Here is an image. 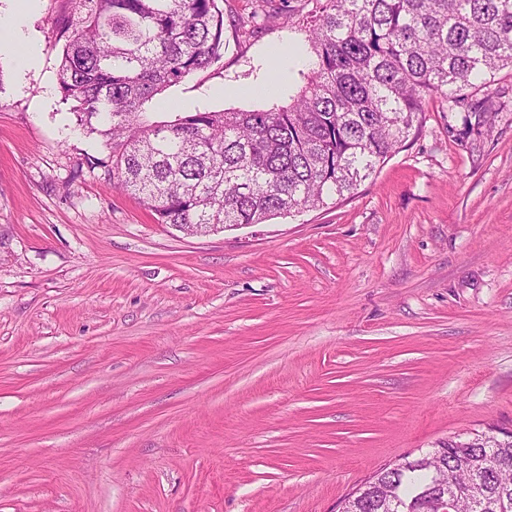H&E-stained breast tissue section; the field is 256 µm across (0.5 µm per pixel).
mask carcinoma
<instances>
[{"mask_svg": "<svg viewBox=\"0 0 512 512\" xmlns=\"http://www.w3.org/2000/svg\"><path fill=\"white\" fill-rule=\"evenodd\" d=\"M308 85L274 111L177 112L146 121L143 105L224 54L218 0H74L57 83L87 134L109 150L108 187L128 191L157 222L263 224L354 194L412 132L425 101L467 103L475 126L491 119L488 89L512 67V0H318ZM486 454L489 493L478 512H512V444L454 439L424 463L375 473L347 498L352 512H428L444 477L462 492Z\"/></svg>", "mask_w": 512, "mask_h": 512, "instance_id": "1", "label": "carcinoma"}]
</instances>
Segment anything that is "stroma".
Masks as SVG:
<instances>
[{
	"label": "stroma",
	"mask_w": 512,
	"mask_h": 512,
	"mask_svg": "<svg viewBox=\"0 0 512 512\" xmlns=\"http://www.w3.org/2000/svg\"><path fill=\"white\" fill-rule=\"evenodd\" d=\"M224 56L143 106L274 110L315 0H220ZM39 56L0 54V512H338L365 478L512 430V69L490 125L433 97L354 196L189 235L108 188ZM278 92H257L267 79Z\"/></svg>",
	"instance_id": "1"
}]
</instances>
